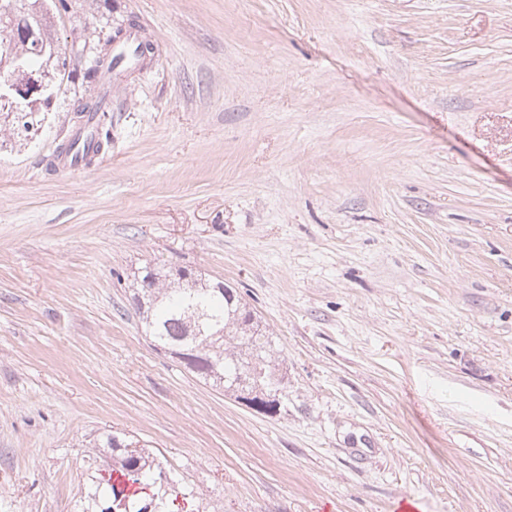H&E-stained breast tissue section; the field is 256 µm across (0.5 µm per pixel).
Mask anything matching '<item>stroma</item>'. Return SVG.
Here are the masks:
<instances>
[{
    "mask_svg": "<svg viewBox=\"0 0 512 512\" xmlns=\"http://www.w3.org/2000/svg\"><path fill=\"white\" fill-rule=\"evenodd\" d=\"M132 21L85 170L82 67L0 119V512H92L112 433L193 512H512V0H69L56 43ZM147 265L238 290L286 413L154 346ZM97 98L81 101L77 105L76 114L79 121L86 112H90V114H87L84 120L78 123L71 132L69 140L74 143L73 149L69 153H58L53 157L52 163L55 168H63L75 173L87 165V161L93 153L91 152L88 159H86V149L97 142L100 137L96 116L92 114L94 112H91L96 106Z\"/></svg>",
    "mask_w": 512,
    "mask_h": 512,
    "instance_id": "35a3bbf8",
    "label": "stroma"
}]
</instances>
